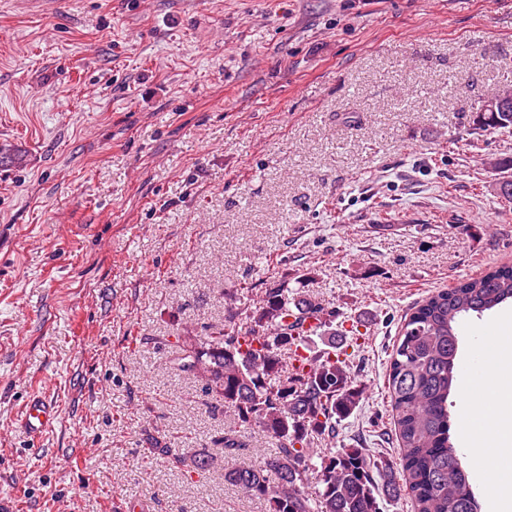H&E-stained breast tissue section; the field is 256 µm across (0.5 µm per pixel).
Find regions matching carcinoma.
Listing matches in <instances>:
<instances>
[{"label": "carcinoma", "instance_id": "carcinoma-1", "mask_svg": "<svg viewBox=\"0 0 512 512\" xmlns=\"http://www.w3.org/2000/svg\"><path fill=\"white\" fill-rule=\"evenodd\" d=\"M480 126L512 127V112L476 108ZM512 300V266L484 271L433 291L404 318L390 357L388 391L398 442L394 459L366 448L319 453L314 445L335 438L366 391L344 346L353 324H336V312L305 290L268 288L254 304L228 306L216 336L188 337L177 370L201 382L217 403L234 409L239 433H226L224 451L246 447L244 434L275 442V454L233 469L225 480L269 512H382V501L410 498L413 512H478L466 472L455 467L449 398L458 388V326ZM309 317L314 330H303ZM323 348L292 366L281 352Z\"/></svg>", "mask_w": 512, "mask_h": 512}]
</instances>
